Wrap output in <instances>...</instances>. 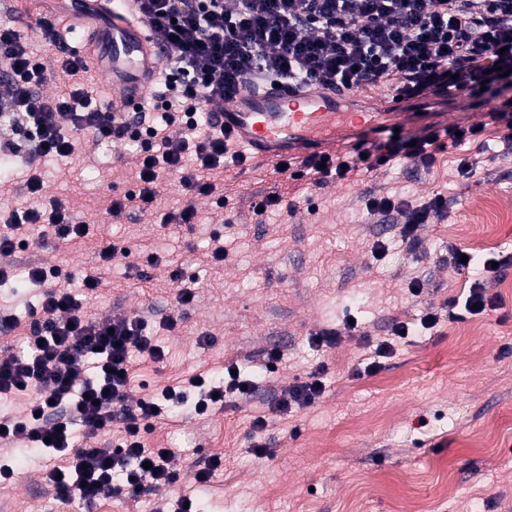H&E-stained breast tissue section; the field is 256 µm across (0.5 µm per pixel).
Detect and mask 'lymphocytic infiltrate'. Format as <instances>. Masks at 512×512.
Returning <instances> with one entry per match:
<instances>
[{
	"label": "lymphocytic infiltrate",
	"instance_id": "lymphocytic-infiltrate-1",
	"mask_svg": "<svg viewBox=\"0 0 512 512\" xmlns=\"http://www.w3.org/2000/svg\"><path fill=\"white\" fill-rule=\"evenodd\" d=\"M132 9L159 45L166 74L159 94L163 112L144 108L132 121L91 108L81 82L84 58L45 60L10 23H0V157L29 172L18 189L28 206L0 213L1 258L21 251L35 232L58 248L91 246L105 266L114 256H130V248L76 220L66 200L44 197L42 159L72 155L88 134L98 145L142 142L139 186L111 201L113 217L151 211L169 175L179 177L187 201L162 224L196 223L199 196L226 208L218 182L226 164L240 166L244 159L231 152L212 115L263 82L333 93L385 85L400 100L463 91L488 106L500 142L512 150V0H133ZM57 75L66 79L60 92L43 94L48 77ZM483 131L480 125L432 124L416 135L364 138L346 153L314 154L288 163L287 170L290 179L320 186L326 178L349 180L398 159L427 169L438 153ZM364 209L370 216L401 217L399 235L412 247L421 227L448 213L438 192L418 205L371 195ZM25 269L42 298L27 324L0 311V326L13 334L12 351L0 360V395L26 393L30 400L23 413L0 417V444L38 449L58 496L76 493L87 503L115 493L137 504L162 485L209 483L223 470V457L210 455L203 467L188 471L174 451L148 447L145 438L177 409L205 416L228 394L252 396L254 380L203 375L192 397L166 387L131 398L134 356L155 363L165 357L147 320L88 315L86 304L107 285L102 276H84L76 294L67 287L71 273L61 267L33 261ZM483 270L492 273L491 261ZM484 277L474 280L464 299L449 300V318L494 309ZM325 372V364H317L305 381L282 390L271 412L283 416L315 403L326 390ZM119 402L124 408L118 413ZM116 423L115 442L92 445Z\"/></svg>",
	"mask_w": 512,
	"mask_h": 512
}]
</instances>
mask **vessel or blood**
Returning a JSON list of instances; mask_svg holds the SVG:
<instances>
[{
  "label": "vessel or blood",
  "mask_w": 512,
  "mask_h": 512,
  "mask_svg": "<svg viewBox=\"0 0 512 512\" xmlns=\"http://www.w3.org/2000/svg\"><path fill=\"white\" fill-rule=\"evenodd\" d=\"M50 5L91 37L89 57L123 108L143 102L160 80L161 53L145 25L111 7L110 0H33ZM367 112H343L334 94L314 89L263 88L225 105L221 121L237 152L248 160L301 161L333 153L338 125L370 123Z\"/></svg>",
  "instance_id": "vessel-or-blood-1"
}]
</instances>
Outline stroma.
Here are the masks:
<instances>
[{"label": "stroma", "mask_w": 512, "mask_h": 512, "mask_svg": "<svg viewBox=\"0 0 512 512\" xmlns=\"http://www.w3.org/2000/svg\"><path fill=\"white\" fill-rule=\"evenodd\" d=\"M402 109L407 133L433 123L484 124L487 111L464 94L426 117L414 114L413 102ZM465 154L482 161L468 180L456 172ZM122 155L114 161L112 150L85 141L66 161L43 166L42 174L47 196L68 200L84 220L104 223L114 242L131 247V256L102 272L85 248L36 243L27 255L66 265L79 279L102 273L110 286L92 314L147 319L166 356L159 365L134 359L132 385L176 387L199 373L224 374L232 364L245 372L274 349L282 360L271 386L288 387L318 363L327 366L325 394L290 415L269 413L270 386L263 385L222 410L157 425L150 445L178 452L183 466L203 467L213 453L224 459L223 471L197 494L200 512H408L414 501L432 512H512V356L501 354L512 347V223H483L476 210L479 200L489 199L512 211V156L493 129L440 153L427 170L403 159L388 173L312 189L277 173L272 162H255L244 173L226 167L224 193L235 213L229 228L216 223L209 198L198 202L199 223L161 226L163 214L186 202L175 176L151 213L110 219L111 200L137 187L138 156L131 148ZM273 191L312 195L316 210H282L257 223L251 202ZM436 192L448 199V217L425 226L415 248L401 242L398 225L372 222L361 206L366 195L421 200ZM482 234L490 245L473 249V237ZM216 241L227 253L220 269L205 256ZM380 242L386 250L378 256ZM452 246L480 261H505L500 279L487 283L496 310L449 318V299L466 294L472 282L449 265ZM152 254L161 265L148 266ZM173 260L196 279L195 301L176 332L163 325L175 293ZM415 278L426 283L417 296L408 290ZM429 310L440 317L435 328L400 342L375 376L356 375L370 354L360 334L387 339L392 321H416ZM349 315L359 332L343 335L325 356L309 346L310 333L341 327ZM202 333L214 338L205 348L197 343ZM261 415L267 425L258 433L253 421ZM258 439L271 457L253 454ZM6 454L22 464L0 483V512H83L56 496L26 448Z\"/></svg>", "instance_id": "35a3bbf8"}]
</instances>
